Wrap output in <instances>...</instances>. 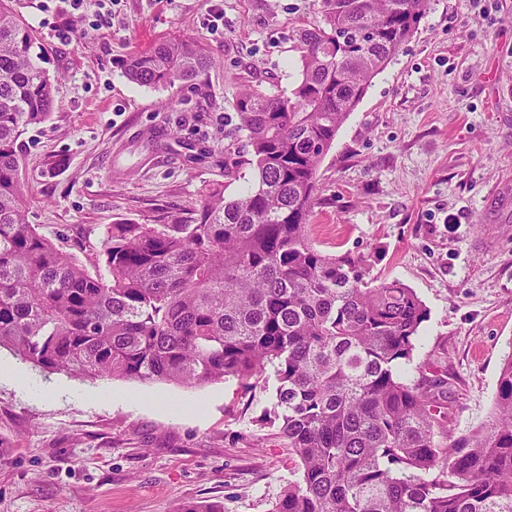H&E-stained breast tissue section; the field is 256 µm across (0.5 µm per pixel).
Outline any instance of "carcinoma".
Segmentation results:
<instances>
[{
	"label": "carcinoma",
	"instance_id": "carcinoma-1",
	"mask_svg": "<svg viewBox=\"0 0 512 512\" xmlns=\"http://www.w3.org/2000/svg\"><path fill=\"white\" fill-rule=\"evenodd\" d=\"M0 0V348L46 372L200 387L274 378L273 413L298 459L269 512H512V353L488 419L455 437L448 377L413 364L428 310L363 254L308 234L319 168L371 79L411 38L429 0H317L297 30L291 95L236 101L254 182L208 189L190 223L119 222L91 272L28 221L22 136L49 116L55 77ZM142 86L194 85L209 58L191 37L121 62ZM414 365L415 376L406 377ZM177 512H224L188 502Z\"/></svg>",
	"mask_w": 512,
	"mask_h": 512
}]
</instances>
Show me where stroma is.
I'll return each instance as SVG.
<instances>
[{"label": "stroma", "mask_w": 512, "mask_h": 512, "mask_svg": "<svg viewBox=\"0 0 512 512\" xmlns=\"http://www.w3.org/2000/svg\"><path fill=\"white\" fill-rule=\"evenodd\" d=\"M56 75L51 116L23 136L29 221L78 260L118 222L191 216L212 186L232 197L250 169L245 86L289 94L295 31L315 0H15ZM224 24L211 29V10ZM211 63L196 87L131 82L121 61L173 36ZM309 236L368 255L372 273L429 310L414 359L446 370L455 434L487 419L512 352V0H431L412 38L369 88L324 157ZM21 383H0V512H176L189 500L269 512L297 478L274 383L199 388L45 373L0 349ZM162 398L116 404L113 394Z\"/></svg>", "instance_id": "1"}]
</instances>
